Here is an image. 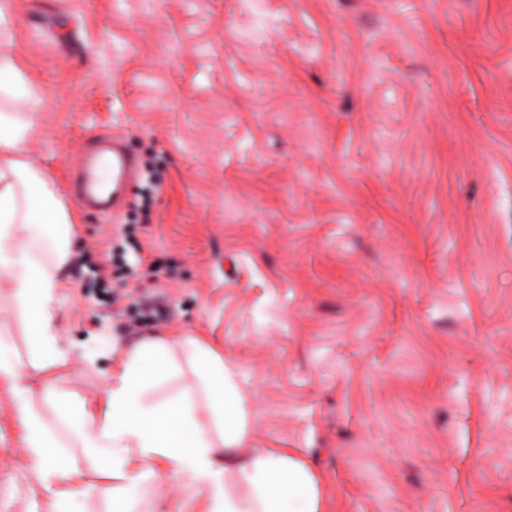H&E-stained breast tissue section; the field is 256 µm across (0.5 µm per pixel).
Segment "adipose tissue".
<instances>
[{
	"label": "adipose tissue",
	"instance_id": "adipose-tissue-1",
	"mask_svg": "<svg viewBox=\"0 0 512 512\" xmlns=\"http://www.w3.org/2000/svg\"><path fill=\"white\" fill-rule=\"evenodd\" d=\"M0 77L26 109L0 113V296L33 338L23 355L0 337V382L8 386L52 512H73L78 494L100 496L113 512H125L130 491L164 475L199 488L204 512H326L322 479L297 452L260 448L239 456L248 399L206 337L148 336L130 346L101 412L60 399L55 375L68 356L58 346V299L76 226L53 185L25 158L28 115L41 104L40 90L9 56L0 58ZM28 368L39 375L40 389L22 383ZM201 401L204 419L197 413ZM86 460L101 464L105 485L81 483Z\"/></svg>",
	"mask_w": 512,
	"mask_h": 512
}]
</instances>
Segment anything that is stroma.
I'll list each match as a JSON object with an SVG mask.
<instances>
[{
	"label": "stroma",
	"instance_id": "obj_1",
	"mask_svg": "<svg viewBox=\"0 0 512 512\" xmlns=\"http://www.w3.org/2000/svg\"><path fill=\"white\" fill-rule=\"evenodd\" d=\"M7 5L80 230L59 389L102 406L127 347L206 336L244 450L298 449L327 512H512V0ZM103 133L137 162L107 216L70 187ZM51 510L1 386L0 512Z\"/></svg>",
	"mask_w": 512,
	"mask_h": 512
}]
</instances>
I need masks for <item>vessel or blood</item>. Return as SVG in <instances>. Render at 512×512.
Returning a JSON list of instances; mask_svg holds the SVG:
<instances>
[{
    "label": "vessel or blood",
    "instance_id": "b4317fda",
    "mask_svg": "<svg viewBox=\"0 0 512 512\" xmlns=\"http://www.w3.org/2000/svg\"><path fill=\"white\" fill-rule=\"evenodd\" d=\"M135 170L136 160L119 138H99L78 161L73 183L77 203L87 211L109 213L124 202V183Z\"/></svg>",
    "mask_w": 512,
    "mask_h": 512
}]
</instances>
